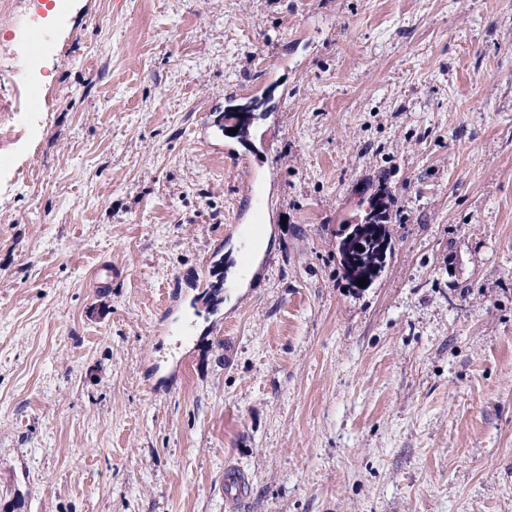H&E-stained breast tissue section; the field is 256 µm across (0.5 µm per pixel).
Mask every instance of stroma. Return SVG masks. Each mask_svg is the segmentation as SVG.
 Returning <instances> with one entry per match:
<instances>
[{
    "instance_id": "1",
    "label": "stroma",
    "mask_w": 512,
    "mask_h": 512,
    "mask_svg": "<svg viewBox=\"0 0 512 512\" xmlns=\"http://www.w3.org/2000/svg\"><path fill=\"white\" fill-rule=\"evenodd\" d=\"M33 8L0 0V512H512V0H63L28 79ZM382 191L383 193L371 197L368 201L371 202V211L367 213V225L364 226L365 230L358 239L364 251L351 249V255H349V251L345 249V241L353 228L344 233L351 225L343 227V224L340 229L338 242L340 264L345 278L353 288H368L381 275L387 258L392 253L389 223L390 205L394 203V198L387 188H383ZM363 277H367V285L359 287L357 280ZM249 485L242 471L235 466L224 468V496L230 505H238L246 499Z\"/></svg>"
}]
</instances>
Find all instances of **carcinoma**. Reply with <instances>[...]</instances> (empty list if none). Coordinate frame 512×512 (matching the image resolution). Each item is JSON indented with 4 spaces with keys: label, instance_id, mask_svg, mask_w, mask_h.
Listing matches in <instances>:
<instances>
[{
    "label": "carcinoma",
    "instance_id": "obj_1",
    "mask_svg": "<svg viewBox=\"0 0 512 512\" xmlns=\"http://www.w3.org/2000/svg\"><path fill=\"white\" fill-rule=\"evenodd\" d=\"M369 202H371L370 215H368L365 230L358 239L362 250H346L345 229H340L339 233L340 264L345 278L354 288L358 287L357 280L363 277L367 278V284H372L381 275L387 258L392 253L389 223L390 205L394 203L393 195L385 188L383 193L371 197Z\"/></svg>",
    "mask_w": 512,
    "mask_h": 512
}]
</instances>
